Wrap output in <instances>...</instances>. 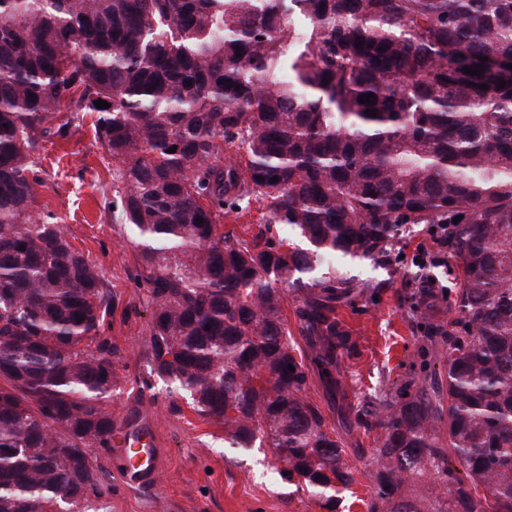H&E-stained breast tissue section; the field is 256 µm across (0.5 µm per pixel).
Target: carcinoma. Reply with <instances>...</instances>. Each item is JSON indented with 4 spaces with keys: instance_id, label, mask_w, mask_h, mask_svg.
I'll list each match as a JSON object with an SVG mask.
<instances>
[{
    "instance_id": "carcinoma-1",
    "label": "carcinoma",
    "mask_w": 512,
    "mask_h": 512,
    "mask_svg": "<svg viewBox=\"0 0 512 512\" xmlns=\"http://www.w3.org/2000/svg\"><path fill=\"white\" fill-rule=\"evenodd\" d=\"M510 64L512 0H0V512L92 509L88 450L112 447L115 303L33 209L65 102L117 163L150 375L328 512L355 468L314 374L380 432L367 512H512ZM254 208L259 232H224ZM408 224L446 225L457 269L413 305L446 383L355 406L341 310L365 285L325 262L380 264Z\"/></svg>"
}]
</instances>
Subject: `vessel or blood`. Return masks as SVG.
I'll return each instance as SVG.
<instances>
[{"label": "vessel or blood", "instance_id": "obj_1", "mask_svg": "<svg viewBox=\"0 0 512 512\" xmlns=\"http://www.w3.org/2000/svg\"><path fill=\"white\" fill-rule=\"evenodd\" d=\"M127 484L142 486L155 483L162 471L160 443L144 426L122 425L112 439Z\"/></svg>", "mask_w": 512, "mask_h": 512}]
</instances>
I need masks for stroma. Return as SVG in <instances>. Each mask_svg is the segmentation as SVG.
Returning a JSON list of instances; mask_svg holds the SVG:
<instances>
[{
	"label": "stroma",
	"mask_w": 512,
	"mask_h": 512,
	"mask_svg": "<svg viewBox=\"0 0 512 512\" xmlns=\"http://www.w3.org/2000/svg\"><path fill=\"white\" fill-rule=\"evenodd\" d=\"M52 124L66 131L43 143L35 209L66 225L73 246L101 271L115 302L104 324L119 348L118 385L106 401L107 410L119 423L130 418L154 421L163 450L158 484L136 490L124 486L111 450H93L103 484L98 512H323L307 492L280 479L271 449L231 447L223 427L199 419L184 395L162 380L147 379L149 312L144 289L133 281L136 244L112 208L115 163L96 139L91 116L65 110ZM425 269L434 273L437 285H447L448 249L429 224L409 225L389 262L353 267L369 288L355 309L341 312L359 353L343 359L340 379L358 401L393 397L403 383L421 384L433 374L445 377L407 304ZM307 394L346 441L357 470L336 512H366L375 438L343 424L340 400L320 381H313Z\"/></svg>",
	"instance_id": "stroma-1"
}]
</instances>
